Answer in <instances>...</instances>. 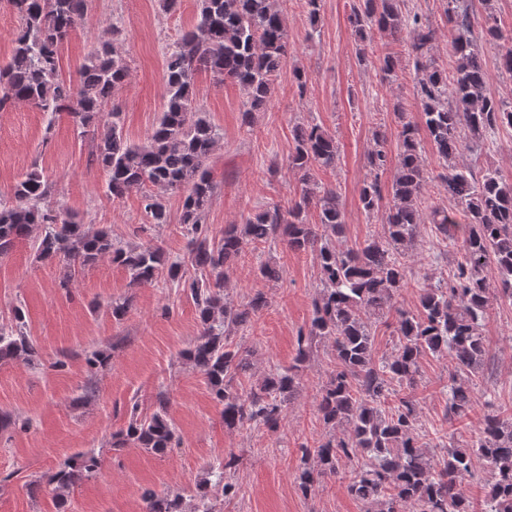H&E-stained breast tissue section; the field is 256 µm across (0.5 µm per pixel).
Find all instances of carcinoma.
I'll return each instance as SVG.
<instances>
[{
  "instance_id": "obj_1",
  "label": "carcinoma",
  "mask_w": 512,
  "mask_h": 512,
  "mask_svg": "<svg viewBox=\"0 0 512 512\" xmlns=\"http://www.w3.org/2000/svg\"><path fill=\"white\" fill-rule=\"evenodd\" d=\"M89 2L9 0L22 26L11 56L0 65V110L31 103L53 116L67 113L81 134L96 141L88 164L108 173L107 196L119 200L136 193L149 223L182 225L187 263L197 275L186 276L184 262L170 259L161 245L123 246L110 228L85 224L77 214L53 208L52 181L36 168L17 179L11 202L0 204V257L36 230L37 257L66 261L62 288L70 287L76 271L104 258L125 267L136 283L166 275L198 310L200 330L184 356L204 376L229 430L254 424L277 428L312 341H331L335 362L317 404L326 433L301 448L304 467L297 481L305 497L320 477L338 474L339 464L349 460L354 467L347 491L362 512H476L465 484L475 460L481 459L491 474L481 512H512V414L496 408L492 392L482 391L487 413L479 433L437 456L424 441L416 393L421 360L446 353L447 415L468 417L476 405L471 377L488 354L482 321L492 298L512 301V182L493 169L476 174L454 164L470 144L501 126L512 127V105L487 92L488 72L477 44L481 39L503 47L499 69L512 76V35L492 13L475 35L468 0H448V23L457 32V65L450 77L431 55L436 30L419 14L402 12L401 0H357L349 20L360 38L375 29L392 36L408 31L424 116L420 127L404 109L395 112L396 171L386 205L376 173L387 167L388 135L374 134L368 160L375 176L365 182L359 200L366 213L382 212L383 232L359 245L336 247L345 215L336 189L319 182L316 171L336 166L338 148L332 135L312 124L295 127L293 134L289 165L300 173L298 199L286 210L272 203L240 224H226L215 239L204 224L216 189L207 161L223 134L196 107L195 75L204 70L219 83L237 84L245 95L244 122L251 123L253 113L269 102L288 56L281 12L273 0H197L196 21L165 53L162 109L150 136L138 143L127 137L117 101L130 67L115 43L99 37L76 80L60 74L61 47L83 23ZM424 137L444 162L441 179L460 207V220L443 207L423 210L418 205L426 182ZM169 193L182 195L175 217L165 203ZM313 207L318 211L314 224L308 219ZM426 223L444 238L461 241L463 256L447 283L421 286L418 306L408 310L397 306L407 285L404 258L415 246L419 225ZM271 240L311 253L320 288L309 330L298 336L295 365L271 369L245 385L240 379L248 362L231 335L246 329L266 300L258 292L248 302L234 304L224 286V270L247 250ZM491 265L498 271L493 287L484 275ZM387 311L396 313V341L389 355L378 357L373 327ZM14 319V328H0V362L30 361L36 354L24 332L21 308L14 310ZM155 404L150 416H134L113 432L112 447L136 445L160 454L174 447L170 399L160 392ZM234 464V457L225 459L218 475L227 506L237 490L224 481V470ZM101 468L95 452L80 453L76 462L53 472L48 484L68 490ZM143 498L147 512H185L178 493L159 498L147 490ZM194 499V512H212L208 482L196 486Z\"/></svg>"
}]
</instances>
